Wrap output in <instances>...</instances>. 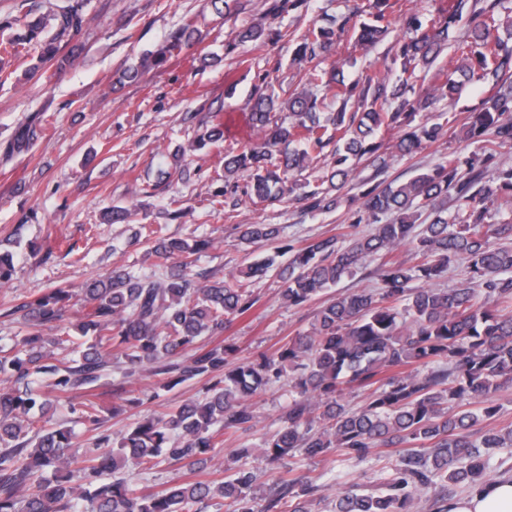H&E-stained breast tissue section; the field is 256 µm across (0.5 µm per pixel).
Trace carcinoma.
<instances>
[{
	"mask_svg": "<svg viewBox=\"0 0 512 512\" xmlns=\"http://www.w3.org/2000/svg\"><path fill=\"white\" fill-rule=\"evenodd\" d=\"M508 0H454L443 20L410 15L406 30L384 74L362 72L345 77L344 61L332 69L307 70L305 88L279 101L267 93L278 70L259 76L246 106L249 125L262 143L224 152V199L212 200L224 217L243 195L280 202L296 195L307 210L319 213L351 202L343 189L363 161L381 167L392 157H411L429 143L448 138L450 120L423 116L436 102L454 99L472 82H489L495 92L462 125L460 141L474 147L406 182L380 181L360 196L361 220L374 232L347 242L332 235L317 238L278 265V254L255 259L242 275L211 281L193 273L209 240L162 235L163 226L137 224L128 243L150 245L158 278L115 268L104 278L78 288L82 306L61 336L42 328L64 320L73 297L70 288H52L23 305L26 334L0 353V512H194L209 499H230L232 512L254 508V474L238 469L230 481L187 480L137 495L124 472L145 469L164 457L192 471L220 444L218 425L242 432L255 426L248 400L266 385L288 375L293 399L285 424L264 438L261 450L271 464L300 453L308 458L341 452L363 462L374 448L400 447L391 456L379 487L336 498L334 512H413L431 494L432 512H448L458 490L492 482L488 448H512V424L480 434L475 426L494 417L491 395L512 386V220L491 222L489 204L512 196V166L496 163L499 150L512 149V6ZM307 0H284L282 7L235 27L227 51L256 41L295 43L293 61L311 62L328 54L357 5L297 35L279 21L281 14ZM85 0H60L30 21L0 18V59L25 45L40 47L34 77L52 65L70 63L67 42L88 22ZM402 5L376 0L368 18L353 27L354 44L365 49L383 41L392 29L390 15ZM479 21L452 36L465 8ZM192 19L179 26L156 50L121 72L118 83L136 82L183 49L198 43ZM456 65L432 71L446 49ZM434 73L431 91L416 93L421 75ZM335 89L338 112L319 111V87ZM398 128L393 143L384 134ZM43 127L27 123L4 147L0 163L30 150ZM224 141V120L217 116L190 144L202 151ZM129 208L104 212L110 224H128ZM239 239L276 241L277 224H240ZM414 246L417 262L388 254L404 243ZM384 258L382 286L342 293L316 314L311 329L288 338L270 354L228 366L232 347L199 346L202 336L224 331L258 302L253 279L278 269L282 300L302 306L343 278L355 275L369 259ZM459 259L467 262L468 282L443 290L431 284L448 274ZM14 255L0 252V285L12 280ZM69 343L77 358L56 356ZM131 376L145 366L164 376L163 387L208 377L203 400H189L160 415L146 416L116 440L100 437L102 450L80 458L73 453L74 433L66 427L44 430L41 419L53 408L42 382L51 380L61 397L85 393L81 418L101 427L100 389L109 385L112 352ZM431 369L422 375L420 370ZM349 389L366 394L364 407L349 410L342 400ZM52 476H44L46 471ZM112 480L99 482L102 474ZM320 485L300 477L279 478L265 512H309Z\"/></svg>",
	"mask_w": 512,
	"mask_h": 512,
	"instance_id": "cac0c4a2",
	"label": "carcinoma"
}]
</instances>
